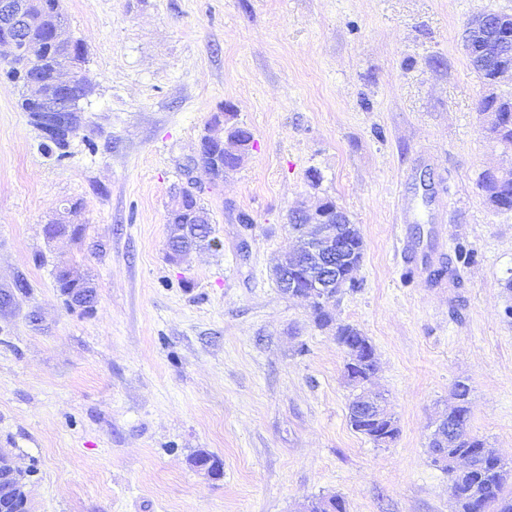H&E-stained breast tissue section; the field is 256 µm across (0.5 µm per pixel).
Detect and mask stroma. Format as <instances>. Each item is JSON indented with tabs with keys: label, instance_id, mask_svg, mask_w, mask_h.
<instances>
[{
	"label": "stroma",
	"instance_id": "1",
	"mask_svg": "<svg viewBox=\"0 0 512 512\" xmlns=\"http://www.w3.org/2000/svg\"><path fill=\"white\" fill-rule=\"evenodd\" d=\"M87 48L81 128L43 148L0 48V451L29 512H455L428 460L433 422L470 387L468 428L512 461V211L488 207L484 87L460 36L512 0H63ZM253 140L202 189L217 249L168 258L167 215L212 118ZM412 208L402 223L397 203ZM329 198L364 240L360 286L284 294L288 214ZM249 214L251 223L239 221ZM67 217L81 240H50ZM472 256L434 278L456 248ZM430 259L411 275V255ZM67 263L91 309L55 286ZM372 343L400 434L353 430L337 325ZM207 452L211 476L193 464Z\"/></svg>",
	"mask_w": 512,
	"mask_h": 512
}]
</instances>
